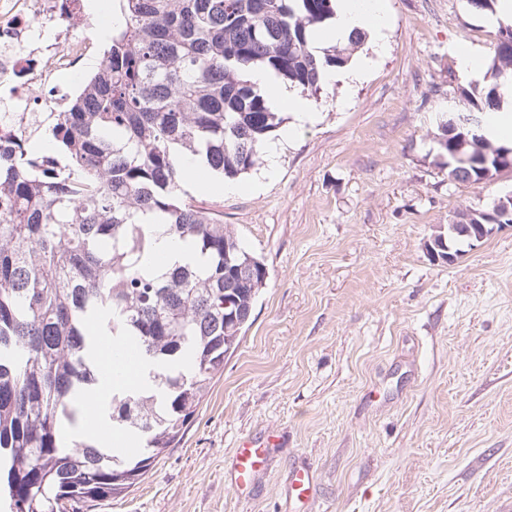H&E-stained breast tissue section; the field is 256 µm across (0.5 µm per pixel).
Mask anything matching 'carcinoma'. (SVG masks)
I'll use <instances>...</instances> for the list:
<instances>
[{"mask_svg": "<svg viewBox=\"0 0 512 512\" xmlns=\"http://www.w3.org/2000/svg\"><path fill=\"white\" fill-rule=\"evenodd\" d=\"M119 2L112 43L67 111L45 113L22 144L0 135V512H80L116 498L179 442L239 346L267 272L206 201L181 196L178 160L226 181L249 173L284 118L248 72L264 66L315 92L365 39L313 45L333 0ZM489 73L494 83L462 93L472 112L498 107L499 85L512 84L511 28L499 31ZM439 136L448 179L460 183L490 179L512 149L472 125ZM42 137L57 151L35 148ZM457 151L476 166L459 172ZM148 214L202 261L145 270ZM441 236L452 255L477 242L448 229L430 246ZM99 314L161 366L156 390L112 398V424L143 437L133 455L60 437L99 381L88 357Z\"/></svg>", "mask_w": 512, "mask_h": 512, "instance_id": "obj_1", "label": "carcinoma"}]
</instances>
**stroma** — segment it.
Returning a JSON list of instances; mask_svg holds the SVG:
<instances>
[{
  "label": "stroma",
  "mask_w": 512,
  "mask_h": 512,
  "mask_svg": "<svg viewBox=\"0 0 512 512\" xmlns=\"http://www.w3.org/2000/svg\"><path fill=\"white\" fill-rule=\"evenodd\" d=\"M386 50L352 87L302 91L317 111L274 133L236 192L209 193L267 280L191 424L125 496L94 512H512V224L453 264L427 243L464 208L512 192V169L448 179L438 125L497 39L468 0H383ZM278 442L234 489L241 440ZM314 486V472L309 466H299L293 470L291 477V494L295 499H307Z\"/></svg>",
  "instance_id": "35a3bbf8"
}]
</instances>
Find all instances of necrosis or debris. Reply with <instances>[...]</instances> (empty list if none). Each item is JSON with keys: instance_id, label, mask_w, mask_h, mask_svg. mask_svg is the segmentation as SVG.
I'll return each instance as SVG.
<instances>
[{"instance_id": "obj_1", "label": "necrosis or debris", "mask_w": 512, "mask_h": 512, "mask_svg": "<svg viewBox=\"0 0 512 512\" xmlns=\"http://www.w3.org/2000/svg\"><path fill=\"white\" fill-rule=\"evenodd\" d=\"M49 32L43 40L32 22ZM94 24L72 23L64 0H0V79H11L13 109L6 119L12 137L24 135L34 112L63 111L70 96L61 84L88 53Z\"/></svg>"}]
</instances>
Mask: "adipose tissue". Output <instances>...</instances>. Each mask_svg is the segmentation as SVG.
<instances>
[{
  "mask_svg": "<svg viewBox=\"0 0 512 512\" xmlns=\"http://www.w3.org/2000/svg\"><path fill=\"white\" fill-rule=\"evenodd\" d=\"M385 17L379 0H336V14L330 25L317 34L318 41L326 44L346 42L351 32L364 30L372 36L371 54L360 55L351 67L338 73V80L353 85L363 81L370 73L375 54L384 49L383 29ZM248 78L267 97L270 104L278 108L291 110L299 121L313 120L314 113L308 103L295 95L287 83H284L265 68L250 70ZM98 358L104 368L103 375L96 388L85 397L88 406L95 408L92 416H83L82 426L91 432L101 444L117 448H129L133 445L131 436L122 431L113 430L106 420L114 395L151 388V367L147 360H139L135 369H127L123 351L118 342L113 341L107 329L97 332Z\"/></svg>",
  "mask_w": 512,
  "mask_h": 512,
  "instance_id": "obj_1",
  "label": "adipose tissue"
}]
</instances>
